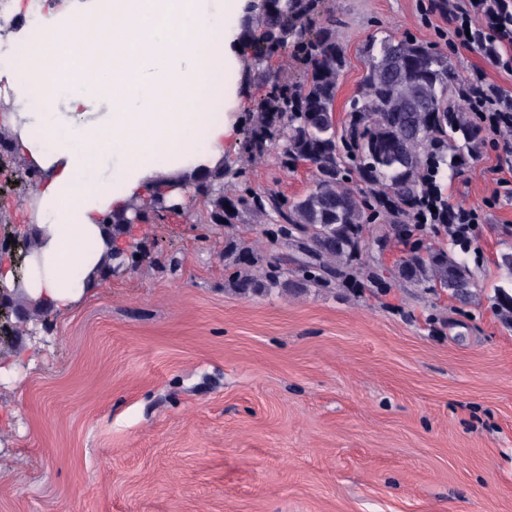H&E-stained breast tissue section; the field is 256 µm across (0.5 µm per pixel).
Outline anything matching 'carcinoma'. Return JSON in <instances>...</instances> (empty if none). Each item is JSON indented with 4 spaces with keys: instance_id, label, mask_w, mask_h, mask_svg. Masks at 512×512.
Returning a JSON list of instances; mask_svg holds the SVG:
<instances>
[{
    "instance_id": "carcinoma-1",
    "label": "carcinoma",
    "mask_w": 512,
    "mask_h": 512,
    "mask_svg": "<svg viewBox=\"0 0 512 512\" xmlns=\"http://www.w3.org/2000/svg\"><path fill=\"white\" fill-rule=\"evenodd\" d=\"M310 0H263L242 24V76L272 84V95L246 119L241 143L247 157L261 155L268 144H282L281 163L287 168L307 162L314 186L297 199L245 184L227 192L240 171L223 164L204 170L184 186L190 203L201 202L204 221L226 228L245 214L269 219L263 233L285 251L266 254L248 240L229 234L224 240L225 285L243 297L301 293L309 287L330 290L347 275L371 243L387 240L403 246L389 271L392 279L424 291L448 293L462 303L476 298L474 275L460 250L436 246L414 234L424 218L421 202L445 170L455 171L465 157L482 148L480 130L452 105L461 82L448 54L411 39L371 37L365 48V74L343 121L335 113L338 78L346 65L336 41V10L331 4L316 29L303 19ZM293 45L306 64L303 80L279 81L262 67V49ZM17 134L0 125V151L25 171L31 183L40 172L12 148ZM138 200L121 213H109L102 223L112 234L124 232ZM500 314L512 319V292L494 287ZM25 283L16 286L15 300L38 323L48 312L25 303Z\"/></svg>"
}]
</instances>
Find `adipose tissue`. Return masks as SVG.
<instances>
[{
	"label": "adipose tissue",
	"instance_id": "obj_1",
	"mask_svg": "<svg viewBox=\"0 0 512 512\" xmlns=\"http://www.w3.org/2000/svg\"><path fill=\"white\" fill-rule=\"evenodd\" d=\"M248 0H67L8 43L0 87L22 121L18 152L44 173L27 292L65 310L117 246L103 216L162 177L212 167L239 143L248 88L228 17ZM112 171L96 173L104 164Z\"/></svg>",
	"mask_w": 512,
	"mask_h": 512
}]
</instances>
